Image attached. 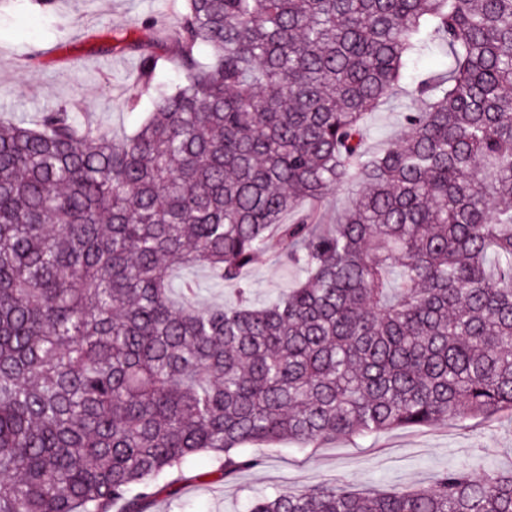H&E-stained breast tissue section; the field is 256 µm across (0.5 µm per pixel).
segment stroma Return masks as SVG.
<instances>
[{
    "label": "stroma",
    "mask_w": 512,
    "mask_h": 512,
    "mask_svg": "<svg viewBox=\"0 0 512 512\" xmlns=\"http://www.w3.org/2000/svg\"><path fill=\"white\" fill-rule=\"evenodd\" d=\"M184 0H55L46 11L20 4L0 9V113L36 116L44 106H63L79 119L116 136L133 133L146 105L129 108L138 58L113 50L115 36L149 39L142 21L155 16L175 24ZM411 98L399 95L370 118L368 147L395 135L399 113ZM252 300L264 303L285 292L295 271L260 254L248 272ZM263 463L228 477L213 474L202 456L189 463L178 492L160 496L153 512H247L258 497L281 489L344 484L359 492L408 491L433 483L448 468L512 470V417L465 423L440 422L397 428L376 436L340 438L319 448L292 443L261 447Z\"/></svg>",
    "instance_id": "35a3bbf8"
}]
</instances>
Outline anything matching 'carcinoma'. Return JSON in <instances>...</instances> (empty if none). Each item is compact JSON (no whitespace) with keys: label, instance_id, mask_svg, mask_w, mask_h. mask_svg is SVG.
I'll list each match as a JSON object with an SVG mask.
<instances>
[{"label":"carcinoma","instance_id":"1","mask_svg":"<svg viewBox=\"0 0 512 512\" xmlns=\"http://www.w3.org/2000/svg\"><path fill=\"white\" fill-rule=\"evenodd\" d=\"M143 25L172 50L119 38L135 132L0 117V512H151L200 455L226 477L251 447L512 416V0H186ZM267 251L301 279L254 307ZM192 268L236 301L192 305ZM250 512H512V472ZM412 102L411 97L399 95L388 102L380 112H374L369 121L372 125L367 136V146L382 148L395 135L399 123L400 111Z\"/></svg>","mask_w":512,"mask_h":512}]
</instances>
